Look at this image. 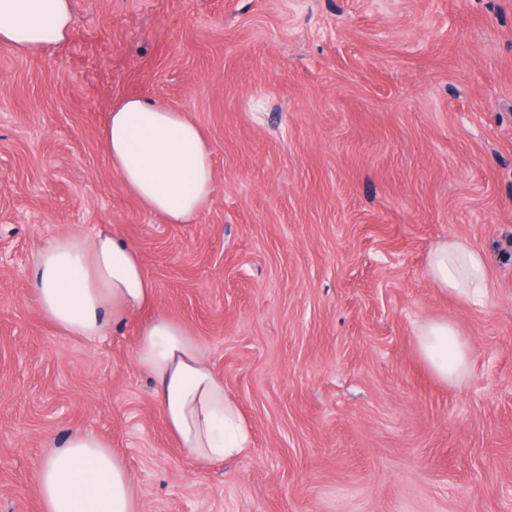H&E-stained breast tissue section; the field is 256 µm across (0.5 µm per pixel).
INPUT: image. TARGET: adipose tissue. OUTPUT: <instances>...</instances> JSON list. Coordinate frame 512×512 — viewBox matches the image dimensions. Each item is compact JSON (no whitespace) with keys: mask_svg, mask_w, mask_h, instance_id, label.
<instances>
[{"mask_svg":"<svg viewBox=\"0 0 512 512\" xmlns=\"http://www.w3.org/2000/svg\"><path fill=\"white\" fill-rule=\"evenodd\" d=\"M71 0H0V46L37 55L66 41ZM112 170L143 206L169 223L194 222L214 189L211 149L186 113L128 98L103 130ZM428 274L443 292L467 306L488 295L485 254L460 240L437 243ZM32 289L42 314L63 334L96 339L154 298L139 251L99 231L93 238L65 235L38 254ZM420 355L443 381L467 371L471 347L445 320L426 323L417 336ZM138 365L152 377L160 416L180 448L199 464L231 460L250 446L235 401L182 324L155 316L139 329ZM42 512H141L124 461L93 432H70L37 468Z\"/></svg>","mask_w":512,"mask_h":512,"instance_id":"adipose-tissue-1","label":"adipose tissue"}]
</instances>
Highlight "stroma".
I'll return each mask as SVG.
<instances>
[{
    "mask_svg": "<svg viewBox=\"0 0 512 512\" xmlns=\"http://www.w3.org/2000/svg\"><path fill=\"white\" fill-rule=\"evenodd\" d=\"M69 40L0 47V512H42L49 441L95 432L142 512H512V0H72ZM129 96L212 149L203 215L171 224L113 172ZM134 245L155 298L109 336L61 334L31 289L56 237ZM485 253L461 306L427 275L442 239ZM188 327L251 434L202 467L134 358ZM430 320L472 346L456 383ZM420 355L443 381H458L471 361V347L458 329L445 320L426 323L417 336Z\"/></svg>",
    "mask_w": 512,
    "mask_h": 512,
    "instance_id": "stroma-1",
    "label": "stroma"
}]
</instances>
